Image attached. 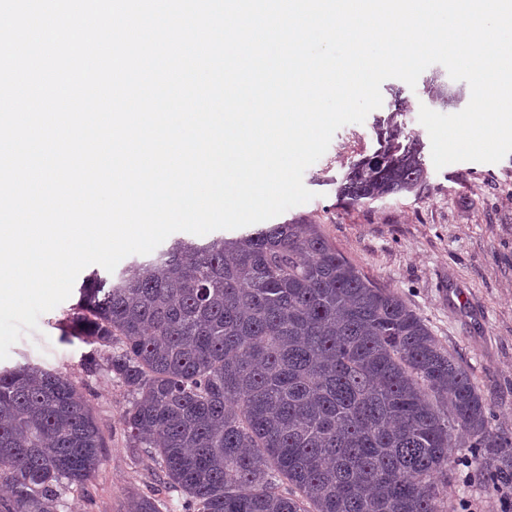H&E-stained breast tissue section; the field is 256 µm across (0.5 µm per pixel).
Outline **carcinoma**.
I'll list each match as a JSON object with an SVG mask.
<instances>
[{
    "mask_svg": "<svg viewBox=\"0 0 512 512\" xmlns=\"http://www.w3.org/2000/svg\"><path fill=\"white\" fill-rule=\"evenodd\" d=\"M426 179L419 139L395 122L338 193L354 208ZM78 293L67 326L110 349L132 394L124 432L184 512H442L453 449L488 481L512 459L465 366L315 224L177 239L110 280L92 270ZM101 448L68 378L0 369V512H58Z\"/></svg>",
    "mask_w": 512,
    "mask_h": 512,
    "instance_id": "cac0c4a2",
    "label": "carcinoma"
}]
</instances>
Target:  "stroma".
I'll return each instance as SVG.
<instances>
[{
    "label": "stroma",
    "instance_id": "1",
    "mask_svg": "<svg viewBox=\"0 0 512 512\" xmlns=\"http://www.w3.org/2000/svg\"><path fill=\"white\" fill-rule=\"evenodd\" d=\"M383 104L360 124L336 131L326 153L303 175L314 197L277 216L299 219L322 234L375 285L400 295L440 343L469 370L490 401L492 427L512 434V154L500 162L428 166L417 195L397 194L350 208L336 189L351 165L378 147L377 132L394 99L406 101L407 134L429 144L419 108L429 99L422 84L398 79L381 86ZM77 295L42 314L35 332L10 349L0 369L30 362L61 373L82 392L103 440L101 463L86 488L61 491L59 512H128L150 497L162 512H182V497L151 477L153 462L130 448L122 415L126 388L106 363L87 369L89 345L71 337L64 318ZM448 472L445 512H502L512 481L483 480L470 467L468 449H457Z\"/></svg>",
    "mask_w": 512,
    "mask_h": 512
}]
</instances>
